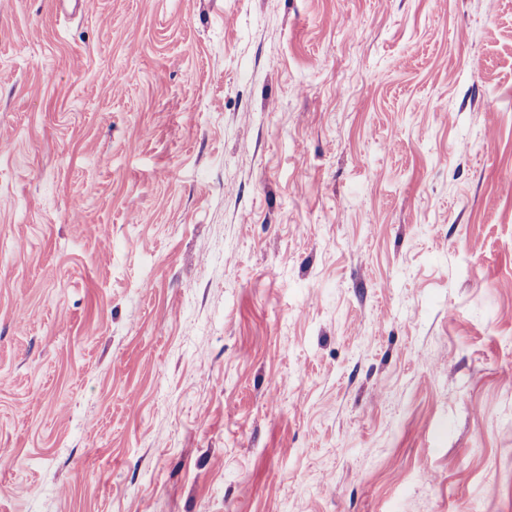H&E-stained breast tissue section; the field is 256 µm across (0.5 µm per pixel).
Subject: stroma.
I'll list each match as a JSON object with an SVG mask.
<instances>
[{"mask_svg": "<svg viewBox=\"0 0 512 512\" xmlns=\"http://www.w3.org/2000/svg\"><path fill=\"white\" fill-rule=\"evenodd\" d=\"M511 182L512 0H0V512H512Z\"/></svg>", "mask_w": 512, "mask_h": 512, "instance_id": "35a3bbf8", "label": "stroma"}]
</instances>
